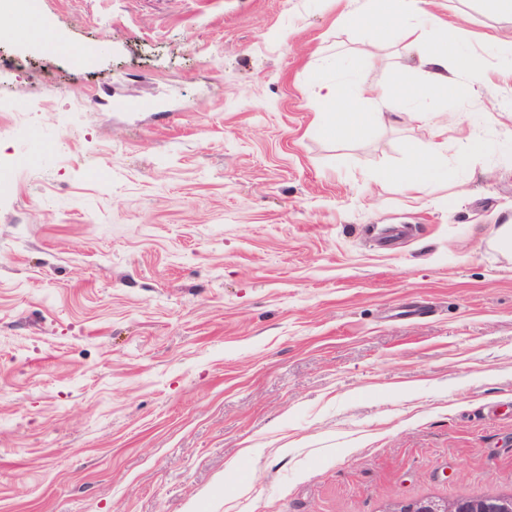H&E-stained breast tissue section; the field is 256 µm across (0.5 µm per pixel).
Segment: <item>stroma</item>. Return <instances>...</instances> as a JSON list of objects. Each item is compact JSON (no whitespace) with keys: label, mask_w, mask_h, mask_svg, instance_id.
I'll return each instance as SVG.
<instances>
[{"label":"stroma","mask_w":512,"mask_h":512,"mask_svg":"<svg viewBox=\"0 0 512 512\" xmlns=\"http://www.w3.org/2000/svg\"><path fill=\"white\" fill-rule=\"evenodd\" d=\"M363 0L0 13V512H389L512 494V78L351 139L401 65ZM496 61L490 0H434ZM38 100V108L18 109ZM483 145L459 167L463 139ZM40 143L41 154L32 153ZM404 224L378 247L369 231ZM360 90L359 79L347 77L322 84V106L316 111L318 127L329 135L355 136L366 119V113L352 107ZM433 139L427 146L415 152L410 164L403 170L391 172L388 177L396 180L407 191H420L433 182L447 161L444 144L434 139L441 135L443 127L433 125Z\"/></svg>","instance_id":"1"}]
</instances>
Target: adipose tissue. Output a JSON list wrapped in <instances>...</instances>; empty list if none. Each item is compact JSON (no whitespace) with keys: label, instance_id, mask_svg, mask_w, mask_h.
<instances>
[{"label":"adipose tissue","instance_id":"1","mask_svg":"<svg viewBox=\"0 0 512 512\" xmlns=\"http://www.w3.org/2000/svg\"><path fill=\"white\" fill-rule=\"evenodd\" d=\"M430 5L431 0H365L361 13L341 16L344 24L380 33L397 30L400 53L410 64L395 70L388 84L376 91V107L369 114L354 107L361 90L359 81L343 77L322 84V105L316 123L323 132L352 137L365 120L383 126L403 120L397 106L406 90L419 100L453 96L461 88L473 97L480 94L488 77L486 61L464 49L467 32L463 25L443 23ZM417 73L422 76L418 83L413 80ZM462 75L469 79L464 88L458 81ZM446 161L443 143L432 140L414 153L405 169L393 172L392 178L405 190L419 191L439 176Z\"/></svg>","mask_w":512,"mask_h":512}]
</instances>
